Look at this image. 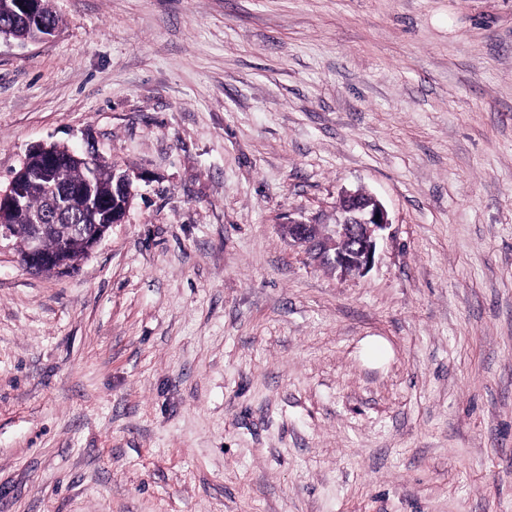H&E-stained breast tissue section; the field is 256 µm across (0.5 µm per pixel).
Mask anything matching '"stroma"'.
<instances>
[{
    "instance_id": "stroma-1",
    "label": "stroma",
    "mask_w": 512,
    "mask_h": 512,
    "mask_svg": "<svg viewBox=\"0 0 512 512\" xmlns=\"http://www.w3.org/2000/svg\"><path fill=\"white\" fill-rule=\"evenodd\" d=\"M0 190L136 175L66 276L0 244V512H512V0H51ZM363 187V276L290 242Z\"/></svg>"
}]
</instances>
